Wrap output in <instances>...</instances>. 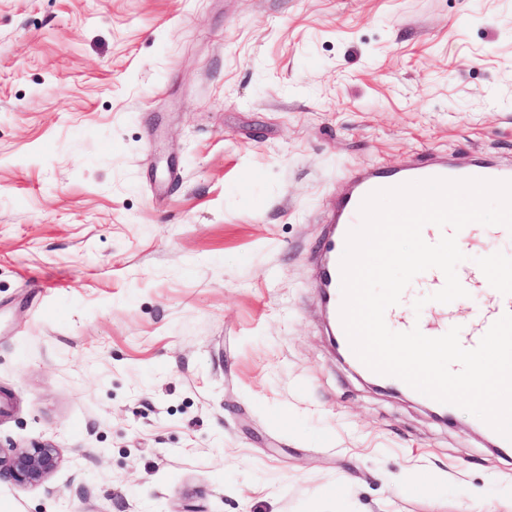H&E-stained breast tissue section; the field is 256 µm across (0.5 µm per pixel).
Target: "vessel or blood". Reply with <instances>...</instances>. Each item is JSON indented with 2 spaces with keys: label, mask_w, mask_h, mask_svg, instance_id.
<instances>
[{
  "label": "vessel or blood",
  "mask_w": 512,
  "mask_h": 512,
  "mask_svg": "<svg viewBox=\"0 0 512 512\" xmlns=\"http://www.w3.org/2000/svg\"><path fill=\"white\" fill-rule=\"evenodd\" d=\"M431 178L512 181V167L487 158L467 161L422 159L396 168L377 167L350 176L346 191L336 202V210L319 249L317 261V277L321 287L327 290L328 317L336 344L342 352L351 353L352 348L341 320V259L348 232L362 222L360 206L363 200L378 189ZM507 313H512L511 287H502L487 294L468 335L462 340L463 347L475 348L491 325Z\"/></svg>",
  "instance_id": "obj_1"
}]
</instances>
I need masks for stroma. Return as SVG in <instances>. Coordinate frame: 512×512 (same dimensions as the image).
Wrapping results in <instances>:
<instances>
[{
  "mask_svg": "<svg viewBox=\"0 0 512 512\" xmlns=\"http://www.w3.org/2000/svg\"><path fill=\"white\" fill-rule=\"evenodd\" d=\"M466 153L512 161V0H0V443L63 456L0 512H512L478 417L333 355L311 263L347 175Z\"/></svg>",
  "mask_w": 512,
  "mask_h": 512,
  "instance_id": "obj_1",
  "label": "stroma"
}]
</instances>
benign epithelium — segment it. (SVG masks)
Instances as JSON below:
<instances>
[{"instance_id": "1", "label": "benign epithelium", "mask_w": 512, "mask_h": 512, "mask_svg": "<svg viewBox=\"0 0 512 512\" xmlns=\"http://www.w3.org/2000/svg\"><path fill=\"white\" fill-rule=\"evenodd\" d=\"M61 462V450L49 443H37L29 448L0 445V471H7L21 487L44 484Z\"/></svg>"}]
</instances>
